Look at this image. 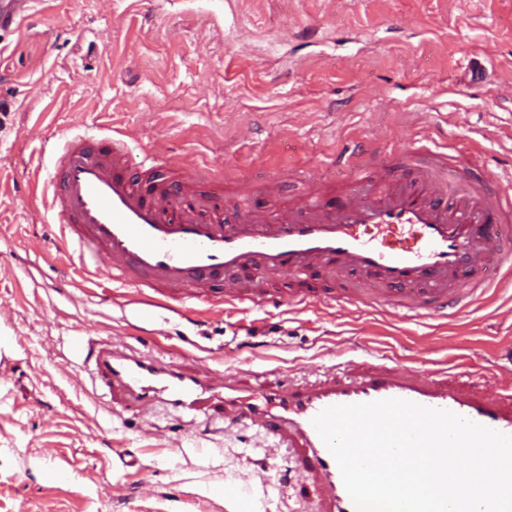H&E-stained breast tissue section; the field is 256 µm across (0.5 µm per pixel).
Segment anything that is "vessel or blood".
<instances>
[{
  "label": "vessel or blood",
  "mask_w": 512,
  "mask_h": 512,
  "mask_svg": "<svg viewBox=\"0 0 512 512\" xmlns=\"http://www.w3.org/2000/svg\"><path fill=\"white\" fill-rule=\"evenodd\" d=\"M31 2L0 0V29L22 24ZM132 141L116 131L55 146L45 214L60 230L58 250L78 253L81 274L149 290L169 309L329 300L404 320L447 319L512 281V190L475 175L448 146L351 138L330 159L342 181L307 176L306 193L294 198L284 193L285 169L253 181L228 209L222 176L186 161L162 180ZM273 272L292 282L287 294L266 287ZM82 348L114 414L145 417L162 406L251 427L269 457L292 459L314 488L312 512H356L312 424L327 407L402 399L512 435V383L466 380L447 367L424 371L384 355L244 390L233 375L188 371L116 337H91Z\"/></svg>",
  "instance_id": "vessel-or-blood-1"
}]
</instances>
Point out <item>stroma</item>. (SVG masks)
I'll list each match as a JSON object with an SVG mask.
<instances>
[{"mask_svg":"<svg viewBox=\"0 0 512 512\" xmlns=\"http://www.w3.org/2000/svg\"><path fill=\"white\" fill-rule=\"evenodd\" d=\"M512 0H33L0 33V512H303L289 461L249 428L163 410L114 415L82 368L112 334L247 386L395 357L498 380L512 286L447 320L327 301L182 316L96 287L55 252L41 204L60 137L128 130L161 174L186 160L229 180L301 171L349 138L414 142L420 117L484 174L512 166Z\"/></svg>","mask_w":512,"mask_h":512,"instance_id":"35a3bbf8","label":"stroma"}]
</instances>
